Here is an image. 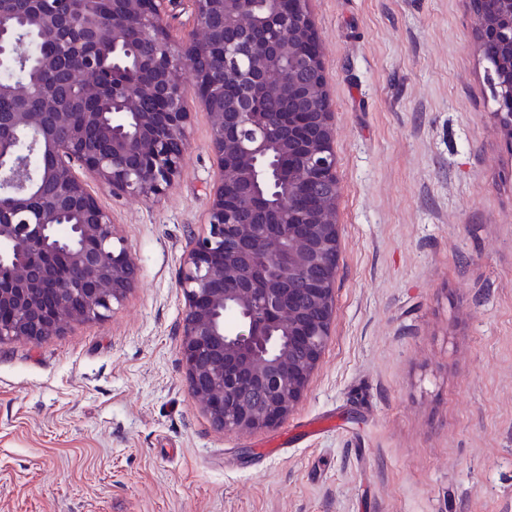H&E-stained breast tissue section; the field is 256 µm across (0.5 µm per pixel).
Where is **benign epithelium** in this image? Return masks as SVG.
Returning a JSON list of instances; mask_svg holds the SVG:
<instances>
[{"mask_svg":"<svg viewBox=\"0 0 512 512\" xmlns=\"http://www.w3.org/2000/svg\"><path fill=\"white\" fill-rule=\"evenodd\" d=\"M73 0L19 18L0 13V63L22 33L53 45L29 75L0 84L16 110L0 113V344L56 336L101 319L136 286L139 265L79 166L117 197L151 199L180 174L188 148L187 88L212 126L219 178L209 234L184 258L181 353L189 386L226 434L267 428L302 396L329 337L338 258L333 104L309 0H263L271 24L253 39L250 0H189L195 30L170 34L182 0H118L112 13ZM470 0L491 64L497 116L512 136V0ZM136 37L145 47L115 83L105 59ZM288 90L286 112L259 111ZM82 108L70 125L67 103ZM69 218L68 235L58 234Z\"/></svg>","mask_w":512,"mask_h":512,"instance_id":"1","label":"benign epithelium"}]
</instances>
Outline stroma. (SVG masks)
I'll return each instance as SVG.
<instances>
[{"label": "stroma", "instance_id": "stroma-1", "mask_svg": "<svg viewBox=\"0 0 512 512\" xmlns=\"http://www.w3.org/2000/svg\"><path fill=\"white\" fill-rule=\"evenodd\" d=\"M339 183L335 314L288 417L212 425L181 355L208 113L158 198L90 192L139 263L100 320L0 345V512H512V138L469 0H310ZM335 428L261 443L309 418Z\"/></svg>", "mask_w": 512, "mask_h": 512}]
</instances>
